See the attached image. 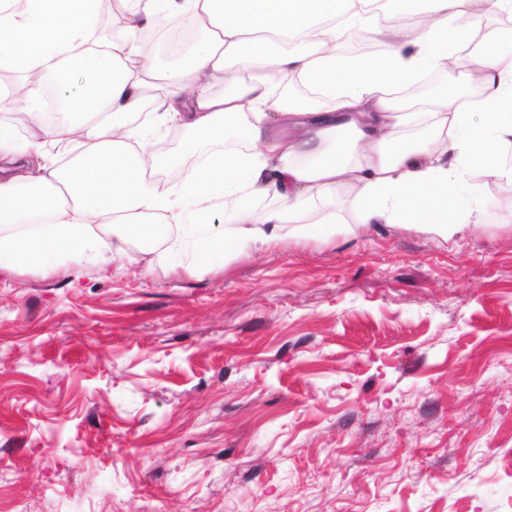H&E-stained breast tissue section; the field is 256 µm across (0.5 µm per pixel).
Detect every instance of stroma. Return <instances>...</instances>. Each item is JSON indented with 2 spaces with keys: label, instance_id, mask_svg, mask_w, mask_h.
Masks as SVG:
<instances>
[{
  "label": "stroma",
  "instance_id": "stroma-1",
  "mask_svg": "<svg viewBox=\"0 0 512 512\" xmlns=\"http://www.w3.org/2000/svg\"><path fill=\"white\" fill-rule=\"evenodd\" d=\"M404 107L472 99L467 69ZM200 271L0 273V512H512V194Z\"/></svg>",
  "mask_w": 512,
  "mask_h": 512
}]
</instances>
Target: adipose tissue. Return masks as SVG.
Instances as JSON below:
<instances>
[{
  "mask_svg": "<svg viewBox=\"0 0 512 512\" xmlns=\"http://www.w3.org/2000/svg\"><path fill=\"white\" fill-rule=\"evenodd\" d=\"M423 23L388 26L373 0H112L110 39L93 35L99 0H0V71L39 73L66 106L40 122L41 85L0 89V104L34 115L28 137L0 124V271L76 272L124 266L131 244L156 260L190 249L196 267L224 251L272 244L283 235L329 236L334 213L314 215L337 185L355 188L361 227L416 224L448 239L477 231L430 223L426 204L464 181L491 175L512 185V54L485 56L474 101L450 99L432 113L422 147L395 142L414 121L387 91L429 71L462 65L467 30L490 8L512 15V0H422ZM178 19L201 41L175 71L138 59V38ZM366 30L382 56L346 58L338 42ZM312 91L286 99L275 89ZM224 92H217V85ZM183 129L180 154L159 155L150 134ZM240 151L221 150L227 136ZM60 146L62 167L31 168L27 158ZM197 157L179 183L160 174ZM275 206L257 210L258 201ZM223 212L224 225L211 217Z\"/></svg>",
  "mask_w": 512,
  "mask_h": 512,
  "instance_id": "ef3b65f1",
  "label": "adipose tissue"
}]
</instances>
